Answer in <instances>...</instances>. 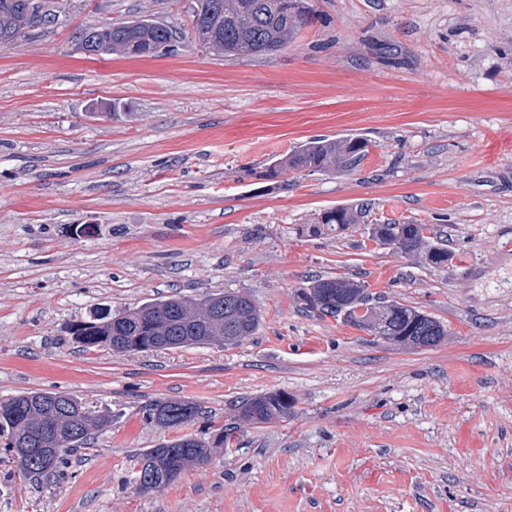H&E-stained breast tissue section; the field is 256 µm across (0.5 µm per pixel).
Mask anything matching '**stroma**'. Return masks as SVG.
I'll list each match as a JSON object with an SVG mask.
<instances>
[{"instance_id": "1", "label": "stroma", "mask_w": 512, "mask_h": 512, "mask_svg": "<svg viewBox=\"0 0 512 512\" xmlns=\"http://www.w3.org/2000/svg\"><path fill=\"white\" fill-rule=\"evenodd\" d=\"M190 0H62L57 27L0 48V400L63 391L112 427L59 477L0 446V512H512V0H308L286 48L221 57ZM149 17L158 57H86L82 27ZM369 147L346 173L266 167L311 138ZM362 205L367 221L316 230ZM430 224L445 266L370 227ZM316 275L442 322L407 349L309 313ZM248 293L236 346L118 354L68 332L100 308ZM285 392L287 418L244 399ZM158 399L202 412L147 420ZM234 426L210 461L149 492L150 448ZM363 214L362 209L358 210L357 208L349 206H337L336 208H332L322 213L319 223L324 227L326 226L328 229L330 228L336 229V231H341L351 224L365 223L363 220ZM294 406V400L285 393H266L251 398L239 407V417L253 424H269L288 417ZM200 407L191 401L159 400L146 406L147 418L164 427L181 426L200 414Z\"/></svg>"}]
</instances>
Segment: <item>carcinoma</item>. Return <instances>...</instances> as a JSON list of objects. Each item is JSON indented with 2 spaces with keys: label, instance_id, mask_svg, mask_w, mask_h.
Masks as SVG:
<instances>
[{
  "label": "carcinoma",
  "instance_id": "cac0c4a2",
  "mask_svg": "<svg viewBox=\"0 0 512 512\" xmlns=\"http://www.w3.org/2000/svg\"><path fill=\"white\" fill-rule=\"evenodd\" d=\"M19 0H0V47L14 43L20 29L44 31L56 23L61 4L41 0L42 10L21 14ZM310 13L306 0H193L191 22L202 49L237 55H263L279 51L290 43ZM87 38L92 55L150 56L177 39L168 27L149 18L105 23L78 32ZM368 142L357 136L315 138L272 162L264 173L276 178L286 171L336 172L356 168L367 155ZM363 223V212L338 206L322 213L318 230L324 226L344 230ZM424 224L371 225L370 234L381 244H390L406 256L421 255L442 267L448 263V249L424 235ZM366 285L359 281L318 276L301 289L306 309L320 317L340 315L370 335L409 347L436 346L448 336L445 326L432 316L397 301L370 303ZM369 315L359 317L356 311ZM260 314L250 295L220 292L202 298L171 295L152 300L116 315L96 312L91 320L76 325L72 336L85 349L123 346L125 353L155 349L205 347L214 343L236 345L254 335ZM294 400L285 393H266L239 407V417L253 424H269L291 413ZM147 418L164 427L185 424L200 414L191 401L159 400L146 406ZM112 427V413L95 416L74 396L65 392L30 391L0 401V434L16 458L20 471L37 469L55 476L69 462V456L88 444L91 431ZM57 430V451L47 458L33 453L43 448V434ZM234 434L221 426L212 440L182 436L143 453L141 463L151 470V479L140 482L148 492L178 478L188 468L207 462L210 449L222 448Z\"/></svg>",
  "mask_w": 512,
  "mask_h": 512
}]
</instances>
